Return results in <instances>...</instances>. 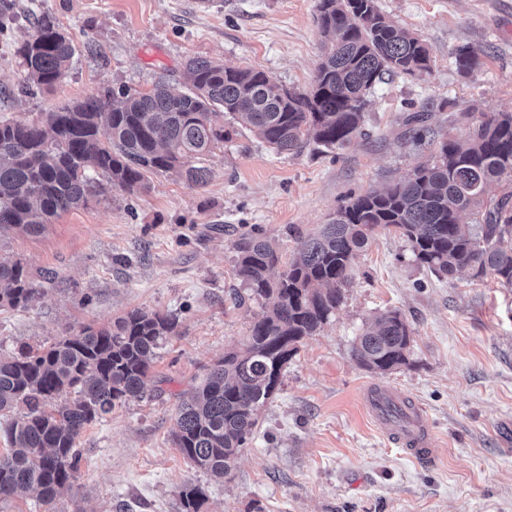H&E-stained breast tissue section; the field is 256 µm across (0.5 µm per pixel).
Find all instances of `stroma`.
<instances>
[{"label": "stroma", "mask_w": 512, "mask_h": 512, "mask_svg": "<svg viewBox=\"0 0 512 512\" xmlns=\"http://www.w3.org/2000/svg\"><path fill=\"white\" fill-rule=\"evenodd\" d=\"M318 0H14L0 34V121L32 122L105 88L186 85V63L206 57L310 89L325 43ZM431 52L422 76L378 83L362 137L326 151L307 141L272 150L219 115L226 137L201 160L204 185L152 174L147 188H115L62 213L37 235L0 231V257L21 260L37 297L0 313V352L37 347L111 325L129 311L172 312L142 398L116 407L77 439L78 480L54 504L36 495L0 512H179L180 490L201 486L199 512H512V288L464 271L439 277L415 262L395 229H375L358 252L343 302L304 338L260 409L231 474L212 478L175 447L177 396L235 346L262 312L235 306L244 285L236 244L257 231L288 264L347 199L381 188L428 157L433 141L464 138L471 108L512 112V0H379ZM49 14L76 52L53 89L21 91L18 50ZM476 52L459 68L457 50ZM426 111L423 138L408 114ZM396 309L411 333L406 365L362 367L356 336ZM391 388L423 408L436 453L414 460L370 417L366 391Z\"/></svg>", "instance_id": "stroma-1"}]
</instances>
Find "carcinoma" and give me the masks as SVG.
I'll use <instances>...</instances> for the list:
<instances>
[{
    "instance_id": "carcinoma-1",
    "label": "carcinoma",
    "mask_w": 512,
    "mask_h": 512,
    "mask_svg": "<svg viewBox=\"0 0 512 512\" xmlns=\"http://www.w3.org/2000/svg\"><path fill=\"white\" fill-rule=\"evenodd\" d=\"M323 45L311 90L290 91L263 70L189 60L192 89L158 83L149 91L121 87L91 94L38 122L0 121V230L38 234L60 214L106 186L133 191L148 173L178 169L200 185L199 159L224 142L213 120L220 109L276 151L306 140L343 150L362 135L368 95L387 76L430 71L423 37L394 22L377 0H319ZM28 86L53 88L75 54L73 40L46 15L20 47ZM497 185L501 194L492 195ZM377 227H393L415 260L438 276L470 271L512 287V112L469 126L466 139L439 142L427 162L392 185L351 198L321 230L303 240L277 277L276 249L245 233L237 275L266 301L246 339L224 352L182 400L173 438L210 476H228L272 398L298 343L316 334L353 279V259ZM37 289L19 260L0 258V312L28 308ZM176 317L133 310L112 325H91L48 347L22 344L0 354V418L11 448L0 455V504L35 491L45 504L77 481L76 440L92 422L142 395L157 351L175 335ZM410 328L388 310L356 338L365 368L392 371L407 363ZM205 492L185 487L180 512H199Z\"/></svg>"
}]
</instances>
